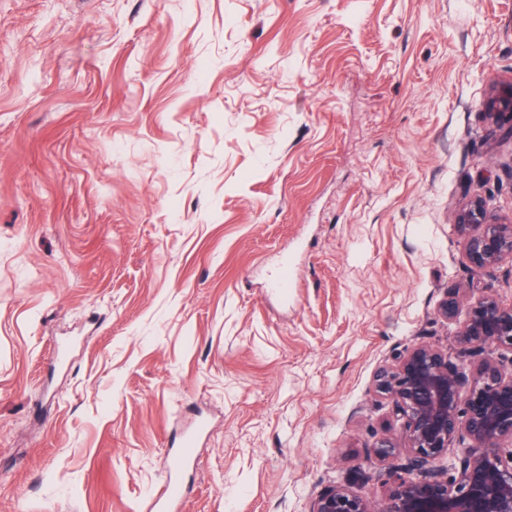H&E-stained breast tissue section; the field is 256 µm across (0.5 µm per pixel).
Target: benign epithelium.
<instances>
[{
	"label": "benign epithelium",
	"instance_id": "obj_1",
	"mask_svg": "<svg viewBox=\"0 0 512 512\" xmlns=\"http://www.w3.org/2000/svg\"><path fill=\"white\" fill-rule=\"evenodd\" d=\"M490 117L512 116V85L486 104ZM465 254L476 270L512 261V224L490 220L486 205L474 199L456 216ZM455 290L439 312L456 321L460 293ZM456 349L430 345L406 348L394 364L376 374V391L392 406L400 434H383L368 454L386 465L388 495L375 506L345 485H330L311 501L308 512H512V305L492 295L475 300L458 322ZM502 351V359L473 363L483 347ZM456 463L441 469L437 461L453 443Z\"/></svg>",
	"mask_w": 512,
	"mask_h": 512
}]
</instances>
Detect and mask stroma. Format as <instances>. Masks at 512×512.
<instances>
[{"label": "stroma", "mask_w": 512, "mask_h": 512, "mask_svg": "<svg viewBox=\"0 0 512 512\" xmlns=\"http://www.w3.org/2000/svg\"><path fill=\"white\" fill-rule=\"evenodd\" d=\"M509 84L512 0H0V512H153L202 420L178 512L382 504L376 374L512 303ZM456 226L465 238V254L474 269L483 271L505 259L512 261V224L492 222L483 200L464 205L456 216Z\"/></svg>", "instance_id": "35a3bbf8"}]
</instances>
